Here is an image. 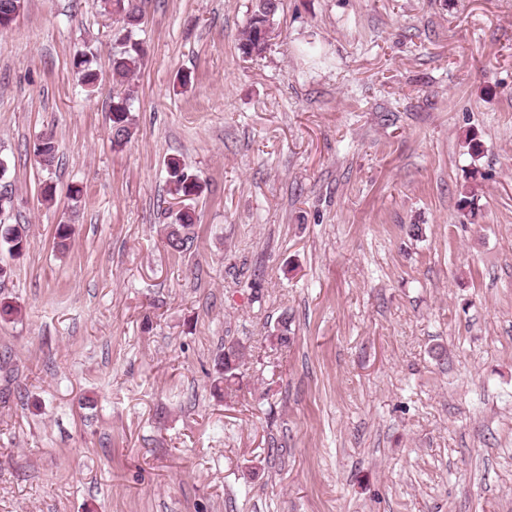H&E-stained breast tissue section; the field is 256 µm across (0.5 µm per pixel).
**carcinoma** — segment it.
Returning a JSON list of instances; mask_svg holds the SVG:
<instances>
[{
  "label": "carcinoma",
  "instance_id": "obj_1",
  "mask_svg": "<svg viewBox=\"0 0 512 512\" xmlns=\"http://www.w3.org/2000/svg\"><path fill=\"white\" fill-rule=\"evenodd\" d=\"M270 0H254L248 19L239 37L238 49L245 58L262 56L268 49L264 39L265 29H275L279 5H268ZM103 10L121 16L123 29L129 32L127 41L112 54V81L123 87L130 83L137 71L140 70L145 57L143 43L135 39V33L142 24L143 14L137 0H102ZM74 73L78 82L92 86L97 80V74L92 68V60L83 50L75 52L73 57ZM111 138L112 144L121 147L133 137L136 129L132 115L130 96L118 98L112 107ZM57 153V142L54 136L38 138L34 144V155L42 156L39 164L44 167L52 166ZM168 182L171 191L177 198L192 200L201 195L205 189L204 182L198 175L193 174L172 159L167 163ZM171 221L164 225L163 231L168 249L173 253H184L191 249L195 240L194 212L183 207L170 214ZM0 239L8 245V251L19 256L28 244V227L24 224H0ZM289 319L283 316L270 334V341L285 346L289 341ZM246 356V347L239 343H230L224 347L216 363L218 377L215 387H224L225 392L235 390L239 384L238 369L240 362Z\"/></svg>",
  "mask_w": 512,
  "mask_h": 512
}]
</instances>
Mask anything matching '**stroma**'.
<instances>
[{
	"mask_svg": "<svg viewBox=\"0 0 512 512\" xmlns=\"http://www.w3.org/2000/svg\"><path fill=\"white\" fill-rule=\"evenodd\" d=\"M142 8L120 148L100 0L0 31V193L29 227L0 248V512H512V0H281L253 59L251 0ZM173 158L206 184L184 254ZM92 60L83 50H76L73 57L74 73L78 82L85 86H93L97 80V74L93 70ZM130 95L118 97L112 107L111 138L114 146L122 147L133 137L136 129L135 119L132 115ZM171 221L164 224V235L168 249L173 253H184L191 249L195 240V217L191 208L183 207L170 214ZM246 356V347L239 343H229L224 346V353L221 354L216 363L218 377L215 380V387L224 392H232L239 384L238 369L240 362Z\"/></svg>",
	"mask_w": 512,
	"mask_h": 512,
	"instance_id": "obj_1",
	"label": "stroma"
}]
</instances>
